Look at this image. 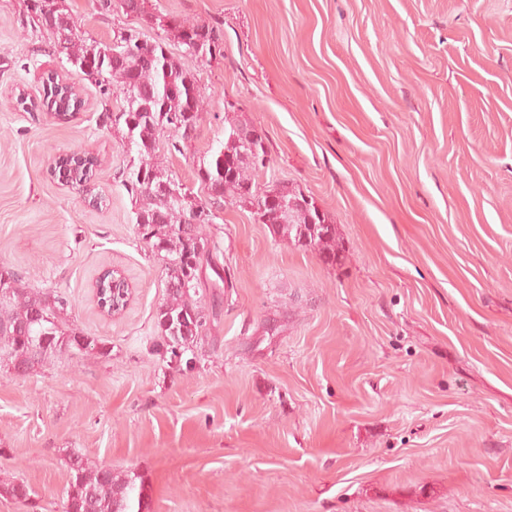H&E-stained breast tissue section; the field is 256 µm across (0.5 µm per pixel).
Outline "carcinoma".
<instances>
[{
  "mask_svg": "<svg viewBox=\"0 0 512 512\" xmlns=\"http://www.w3.org/2000/svg\"><path fill=\"white\" fill-rule=\"evenodd\" d=\"M146 3L141 0L139 17L155 22L161 31L150 43L152 51L165 53L170 39L186 49L188 40L202 30L215 45L222 44L216 29L176 16H154L147 11ZM111 51L110 42L74 34L64 45L57 36L52 44L53 55L71 65L92 61L99 75L94 84L101 93L113 88L124 96L120 111L106 119L114 127H124L122 138L129 151L137 154V169L130 181L137 205V235L160 260L165 273V298L156 311V346L171 363L179 365L187 353L194 352L199 339L219 316L218 293H213L212 303H207L203 296L205 281L200 277L201 268L216 267L205 225L194 224L188 233L183 230L194 207L211 209L222 201L249 206L258 221L271 225L281 237L316 251L328 265L337 259L336 225L328 223L315 200L300 191L258 187L254 176L267 165H255L252 157L256 149L266 153L264 139L242 137L245 126L229 119V113L236 112L234 106L224 108V121L228 122L224 142L211 156L204 155L196 162L201 183H220L223 189L212 202L198 199L159 161L160 144L180 153L181 143L189 139L186 128L169 125L163 115H181L195 127L204 111L195 75L170 55L160 66L144 63L142 48L137 45L122 50L123 60L116 65ZM165 135L168 139L161 140ZM270 193L292 201L287 222H281L276 208L266 206ZM1 293L7 299L0 302V369L12 374L23 367L30 373L62 354H108L105 344L69 323V301L58 292L25 288L19 273L1 265ZM67 465L70 478L64 512H141L146 498L143 476L91 467L75 453L68 457ZM3 492L22 503L31 498V489L23 482L10 483Z\"/></svg>",
  "mask_w": 512,
  "mask_h": 512,
  "instance_id": "obj_1",
  "label": "carcinoma"
}]
</instances>
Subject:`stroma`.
Here are the masks:
<instances>
[{"label": "stroma", "instance_id": "obj_1", "mask_svg": "<svg viewBox=\"0 0 512 512\" xmlns=\"http://www.w3.org/2000/svg\"><path fill=\"white\" fill-rule=\"evenodd\" d=\"M27 0H0V264L53 290L108 356L0 372V512H63L69 454L145 479L148 512H512V0H149L219 30L222 56L169 43L205 110L169 170L224 140V103L265 138L259 184L314 198L336 265L251 209L206 228L232 283L191 368L155 350L160 262L136 234L123 96L52 54ZM76 33L138 26L65 0ZM50 72L85 106L26 109ZM94 154L100 207L49 169ZM123 270L103 316L92 282ZM33 491L18 502L1 488ZM108 270H112V301L110 297H108V293L105 299L107 300V304L109 306L112 303V313H107L103 308H99L101 312L107 316L114 317L123 312L127 307L130 300L131 288L124 273L115 269ZM127 290L129 293L126 292Z\"/></svg>", "mask_w": 512, "mask_h": 512}]
</instances>
